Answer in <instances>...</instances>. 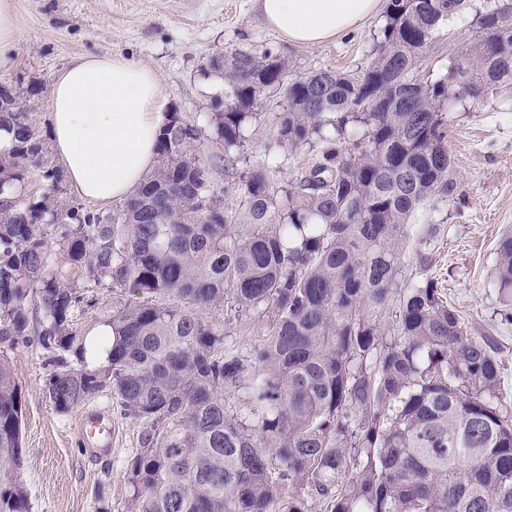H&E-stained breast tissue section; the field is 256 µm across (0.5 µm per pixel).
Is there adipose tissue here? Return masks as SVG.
<instances>
[{
  "label": "adipose tissue",
  "mask_w": 512,
  "mask_h": 512,
  "mask_svg": "<svg viewBox=\"0 0 512 512\" xmlns=\"http://www.w3.org/2000/svg\"><path fill=\"white\" fill-rule=\"evenodd\" d=\"M382 0H257L288 44L316 46L376 15ZM159 76L115 53L83 56L55 78L49 111L52 148L74 193L108 206L134 193L157 161L168 120Z\"/></svg>",
  "instance_id": "ef3b65f1"
}]
</instances>
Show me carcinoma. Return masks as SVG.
<instances>
[{
	"instance_id": "1",
	"label": "carcinoma",
	"mask_w": 512,
	"mask_h": 512,
	"mask_svg": "<svg viewBox=\"0 0 512 512\" xmlns=\"http://www.w3.org/2000/svg\"><path fill=\"white\" fill-rule=\"evenodd\" d=\"M466 5L388 0L356 76L292 77L269 49L213 55L201 72L224 80L216 143L244 147L255 108L281 93L274 154L218 191L198 127L171 112L157 165L107 213L67 196L31 109L0 84V129L15 133L0 149V345L29 340L36 301L55 409L109 389L142 423L130 512H512L492 342L467 335L434 279L399 286L406 227L456 199L448 112L512 83V0H485L446 76L413 78L439 23ZM317 144L308 172L274 180L282 154ZM496 278L511 308L512 236ZM90 288L112 292L110 333L93 342L76 322L99 304ZM241 320L254 324L248 344L230 328ZM92 345L106 360L89 369ZM21 419L1 353L0 512H30Z\"/></svg>"
}]
</instances>
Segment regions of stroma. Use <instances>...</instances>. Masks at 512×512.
Returning a JSON list of instances; mask_svg holds the SVG:
<instances>
[{
    "label": "stroma",
    "instance_id": "obj_1",
    "mask_svg": "<svg viewBox=\"0 0 512 512\" xmlns=\"http://www.w3.org/2000/svg\"><path fill=\"white\" fill-rule=\"evenodd\" d=\"M22 34L10 64L0 67V82L17 88L32 106L33 121L48 135L50 92L57 74L75 59L121 53L148 65L162 80L171 106L197 125V146L214 162L213 181L223 187L221 152L207 122L211 101L224 91L217 76H203L214 54L247 47L281 54L294 73L332 70L354 73L372 58L373 35L382 16L365 22L336 41L312 47L288 44L270 29L255 0H14ZM483 0L450 19L420 54L416 76L442 78L457 59L463 38L474 31ZM281 97L264 99L261 117L247 133L248 152L262 156L273 142ZM448 151L460 199L437 202L419 211L408 227L411 240L401 260L407 282L432 277L458 313L468 335L494 339L501 363L498 402L512 415V322L500 311L503 301L495 268L500 240L512 234V86L500 97L469 111L450 114ZM431 238L427 262L417 256L420 236ZM22 391V463L18 475L31 512H129L128 460L137 453L142 424L123 414L110 392L94 399L107 409L115 429L111 455L88 461L77 443L78 411L57 412L46 393L50 372L37 338L8 350Z\"/></svg>",
    "mask_w": 512,
    "mask_h": 512
}]
</instances>
